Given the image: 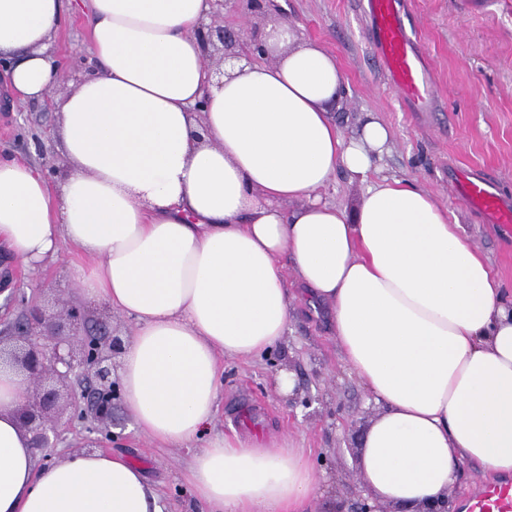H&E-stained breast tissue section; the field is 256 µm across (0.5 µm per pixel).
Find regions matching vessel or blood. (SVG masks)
Instances as JSON below:
<instances>
[{
  "instance_id": "obj_1",
  "label": "vessel or blood",
  "mask_w": 512,
  "mask_h": 512,
  "mask_svg": "<svg viewBox=\"0 0 512 512\" xmlns=\"http://www.w3.org/2000/svg\"><path fill=\"white\" fill-rule=\"evenodd\" d=\"M376 32L375 47L392 83L405 98L422 100L429 95V81L421 53L404 24L399 0H366ZM461 200L494 216L496 223L511 224L512 208L503 207L485 181L466 179ZM466 512H512V480L486 483L465 502Z\"/></svg>"
}]
</instances>
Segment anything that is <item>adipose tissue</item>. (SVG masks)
<instances>
[{
    "label": "adipose tissue",
    "instance_id": "obj_1",
    "mask_svg": "<svg viewBox=\"0 0 512 512\" xmlns=\"http://www.w3.org/2000/svg\"><path fill=\"white\" fill-rule=\"evenodd\" d=\"M69 9L92 64L54 108L71 172L54 190L0 156V249L34 268L73 247L84 298L134 319L124 406L157 443H199L183 471L195 499L301 512L321 484L288 441L210 433L220 356L280 345L292 279L329 308L344 363L383 406L359 457L377 500L435 512L463 462L512 472V297L486 259L417 184L381 178L351 214L320 198L336 171L377 170L389 139L374 119L342 135L327 110L344 83L335 56L281 20L263 36L275 63L233 62L218 79L198 36L211 0H0L12 105L57 83L49 43ZM23 390L0 365V512H162L121 454L37 469L15 417Z\"/></svg>",
    "mask_w": 512,
    "mask_h": 512
}]
</instances>
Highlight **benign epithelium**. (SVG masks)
I'll return each instance as SVG.
<instances>
[{"label":"benign epithelium","instance_id":"obj_1","mask_svg":"<svg viewBox=\"0 0 512 512\" xmlns=\"http://www.w3.org/2000/svg\"><path fill=\"white\" fill-rule=\"evenodd\" d=\"M88 312L70 306L58 314L41 304L27 305L23 318L14 326L12 344L0 338V363L7 362L24 376L26 393L16 409L21 429L29 435L30 447H52L58 438L55 409L61 392L74 378L92 373L94 384L87 393L92 421L107 429L119 395L112 358L121 353L123 341L104 326L96 332L86 327Z\"/></svg>","mask_w":512,"mask_h":512}]
</instances>
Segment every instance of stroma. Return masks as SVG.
Here are the masks:
<instances>
[{
  "label": "stroma",
  "instance_id": "obj_1",
  "mask_svg": "<svg viewBox=\"0 0 512 512\" xmlns=\"http://www.w3.org/2000/svg\"><path fill=\"white\" fill-rule=\"evenodd\" d=\"M405 25L425 57L432 93L410 102L395 89L374 50V30L364 0H284L280 11L263 0L248 7L232 0L220 19L239 39L259 37L274 18L288 19L301 37L320 40L336 57L345 76L343 89L328 107L341 133L353 135L371 115L391 131L381 175L416 182L435 193L452 220L480 250L505 287L512 289V226L457 197L462 176L490 183L512 204V0H401ZM60 68L57 88L42 100L12 110L0 108V150L38 166L57 184L69 165L56 136L53 105L83 78L89 41L81 18H65L51 39ZM75 252L33 270L0 258V328L18 320L21 295L39 296L48 309L58 300L83 298L69 282ZM223 391L213 429L217 435L288 440L304 449L323 476L304 512H356L368 491L358 468L361 440L379 407L343 362L329 311L300 300L284 341L270 357L224 358ZM295 375L293 397L275 387L281 370ZM62 414L55 463L87 450L82 416ZM109 451L139 465L160 496L163 512H205L183 480L194 446L167 448L143 435L124 407L114 414Z\"/></svg>",
  "mask_w": 512,
  "mask_h": 512
}]
</instances>
